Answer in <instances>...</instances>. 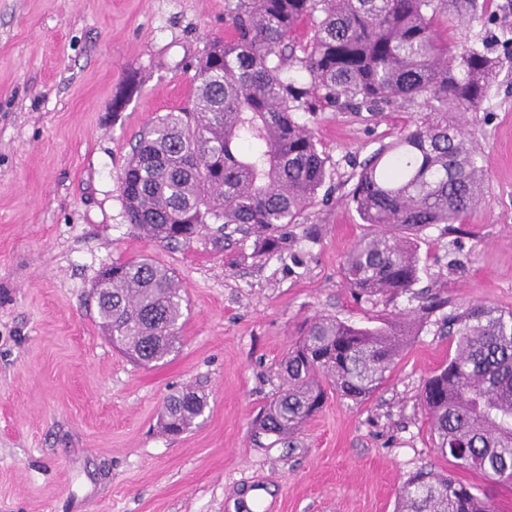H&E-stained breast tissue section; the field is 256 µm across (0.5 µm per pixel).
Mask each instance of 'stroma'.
<instances>
[{"label":"stroma","mask_w":512,"mask_h":512,"mask_svg":"<svg viewBox=\"0 0 512 512\" xmlns=\"http://www.w3.org/2000/svg\"><path fill=\"white\" fill-rule=\"evenodd\" d=\"M226 0H0V512H395L420 469L478 487L512 512V484L436 449L420 392L454 347L439 314L417 321L383 384L362 402L329 393L287 441L259 415L279 363L320 315L376 327L416 312L420 292L458 312L512 311V70L469 126L487 180L460 232L426 231L414 293L357 300L342 274L374 233L349 201L361 165L421 113L391 105L301 113L327 159L322 198L288 246L205 230L187 246L128 224L119 176L143 127L190 106L196 66L227 27ZM512 0L448 18V45L496 47ZM148 257L185 290L181 344L143 367L113 347L92 287L115 261ZM192 388L208 408L186 432L161 429L166 397Z\"/></svg>","instance_id":"35a3bbf8"}]
</instances>
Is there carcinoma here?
<instances>
[{
	"instance_id": "carcinoma-1",
	"label": "carcinoma",
	"mask_w": 512,
	"mask_h": 512,
	"mask_svg": "<svg viewBox=\"0 0 512 512\" xmlns=\"http://www.w3.org/2000/svg\"><path fill=\"white\" fill-rule=\"evenodd\" d=\"M474 15L478 0H229L228 33L196 67L192 104L139 135L121 174L129 223L159 243L191 242L209 224L253 236L264 252L286 240L326 179L312 128L295 113L347 106L372 114L422 103L414 128L382 146L356 176L351 200L380 228L346 256L353 293H407L419 280L418 239L431 227L464 224L484 193L479 131L461 119L488 95L490 79L512 68V27L484 44L448 49L438 25ZM304 45L294 33L305 21ZM185 289L148 258L114 262L94 285L97 315L112 344L143 365L176 349ZM414 319L356 328L316 317L280 363L282 387L260 414L268 434L295 433L328 391L360 401L385 379ZM455 343L448 364L421 391L436 448L456 466L512 478V311L472 303L443 320ZM207 400L170 395L161 425L184 432ZM398 512H495L474 486L435 470L410 476Z\"/></svg>"
}]
</instances>
